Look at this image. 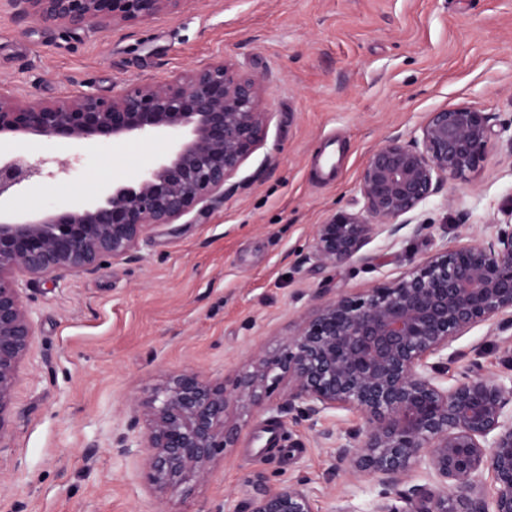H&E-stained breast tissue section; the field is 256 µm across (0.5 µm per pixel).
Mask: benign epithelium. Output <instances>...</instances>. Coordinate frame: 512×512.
Returning a JSON list of instances; mask_svg holds the SVG:
<instances>
[{
	"label": "benign epithelium",
	"mask_w": 512,
	"mask_h": 512,
	"mask_svg": "<svg viewBox=\"0 0 512 512\" xmlns=\"http://www.w3.org/2000/svg\"><path fill=\"white\" fill-rule=\"evenodd\" d=\"M16 13L53 28L107 30L177 8L183 0H10ZM265 79L219 58L110 97L80 91L71 100L16 105L0 85V136L153 142L166 150L130 183H115L61 213L0 215V439L12 423L19 366L36 333L16 275L56 278L131 256L153 229L224 198V185L262 145L268 118ZM512 121L494 129L467 106L430 113L420 137L375 148L358 184L361 208L316 227L310 256L319 265L365 259L377 234L397 237L409 215L447 178L465 179ZM23 154L0 160V200L53 173ZM512 328V221L488 243L443 249L394 283L362 297L320 299L274 353H253L227 387L185 370L136 401L129 428L157 491L204 479L217 449L231 448L241 426L229 407L264 406L267 390L288 381V407L306 418L346 409L363 420L353 442L337 448L348 472L383 487L374 512H512V375L472 370L448 386L438 361L471 327ZM492 477L487 488L484 474ZM420 476L403 497L388 491ZM255 494L237 512H315L307 482L278 487L256 475Z\"/></svg>",
	"instance_id": "1"
}]
</instances>
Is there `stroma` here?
I'll return each instance as SVG.
<instances>
[{
	"instance_id": "1",
	"label": "stroma",
	"mask_w": 512,
	"mask_h": 512,
	"mask_svg": "<svg viewBox=\"0 0 512 512\" xmlns=\"http://www.w3.org/2000/svg\"><path fill=\"white\" fill-rule=\"evenodd\" d=\"M266 78L265 141L188 223L152 230L128 258L57 279L26 280L36 335L19 368L15 424L0 441V512H230L268 485L308 482L318 512L353 500L372 512L380 486L350 478L336 450L361 427L346 410L282 412L287 383L238 415L235 447L206 480L157 492L141 453L113 454L135 400L170 374L232 382L253 352L277 350L318 296H359L448 247L495 238L512 212V145L497 141L468 179H447L398 241L380 234L363 261L317 268V225L356 210L360 173L391 137L419 136L430 112L468 105L512 121V0H184L179 9L107 31L51 29L0 0V83L17 104H57L84 88L108 97L216 57ZM162 142L22 136L0 153L66 158L0 211L69 210L151 166ZM337 153L334 171L316 162ZM491 323L452 341L447 378L478 367L512 374Z\"/></svg>"
}]
</instances>
